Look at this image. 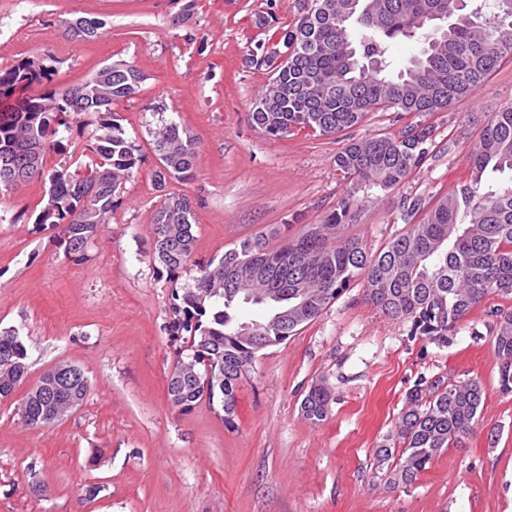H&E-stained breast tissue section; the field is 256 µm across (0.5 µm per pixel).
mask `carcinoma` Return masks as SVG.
<instances>
[{
	"label": "carcinoma",
	"mask_w": 512,
	"mask_h": 512,
	"mask_svg": "<svg viewBox=\"0 0 512 512\" xmlns=\"http://www.w3.org/2000/svg\"><path fill=\"white\" fill-rule=\"evenodd\" d=\"M495 12H465V0H297V21L279 37L248 48L246 63L269 75L251 103V122L274 139L302 131L333 136L358 125L369 112L392 109L410 122L398 131L361 139L336 153V171L346 192L321 224H307L277 248L280 264L269 278L236 279L228 267L246 265L268 248L264 234L247 238L217 260L197 265L190 283L172 289L167 330L186 340L176 360L190 359L198 377L180 384L168 378L171 403L183 413L201 401L224 405V425L234 426L238 380L259 353L284 343L315 321L351 283L363 282L364 299L411 333L438 343L470 312L494 299L512 301V176L491 186L486 172L512 173V106L495 112L467 162L469 178L428 200L400 197L397 211L406 230L374 255L362 240L343 234L358 223L374 200L368 188H394L447 151L436 126L424 120L457 99L474 95L503 59L512 56V0H493ZM455 17L443 28L440 18ZM105 26L81 16L64 24V36L88 41ZM431 28L422 52L397 73L388 71L391 40L416 39ZM48 79L33 60L0 68V189L32 179L48 185L47 202L34 224L40 230H68L57 237L67 255H85L90 241L112 223L118 194L141 155L122 130L112 105L131 100L145 75L123 60L106 63L81 83L48 88L33 96L21 91ZM95 117V131L83 147L88 162L74 168H44L50 151L64 152L65 136L81 117ZM159 161L154 186L195 177L197 146L180 125L162 120L151 130ZM151 227L163 229L155 260L176 284L192 257L196 225L189 200L164 194ZM254 306L242 322L236 303ZM491 327L502 390L512 391V309L494 310ZM27 348L17 332L0 334V380L8 394L26 375ZM332 391L313 385L301 402L305 419H326ZM484 404L477 379L449 383L438 377L418 382L396 422L392 444L376 450L380 464L392 463V488L414 483L432 462L458 448L474 430Z\"/></svg>",
	"instance_id": "cac0c4a2"
}]
</instances>
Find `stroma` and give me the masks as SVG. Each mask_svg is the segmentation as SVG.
<instances>
[{
  "instance_id": "1",
  "label": "stroma",
  "mask_w": 512,
  "mask_h": 512,
  "mask_svg": "<svg viewBox=\"0 0 512 512\" xmlns=\"http://www.w3.org/2000/svg\"><path fill=\"white\" fill-rule=\"evenodd\" d=\"M185 2L0 0V67L41 62L56 88L79 84L113 60L146 76L134 100L113 106L142 162L85 257L65 254L51 231H36L43 182L0 192V332H18L29 363L26 378L0 397V512H512V391L500 388L485 304L437 344L367 303L357 282L316 321L257 357L238 384L234 428L207 402L189 413L170 403L167 378L178 347L166 328L171 283L153 259L150 233L162 202L150 135L159 117L179 123L198 151L195 178L168 184L190 199L195 216L184 283L197 264L244 239L274 227L280 238H293L321 223L346 189L337 152L391 131L395 117L373 112L329 137H268L249 118L267 76L247 68L245 57L263 36L256 13L272 10L289 25L296 0H193L186 20ZM79 16L103 20L98 37L63 38L65 21ZM148 103L165 106V114L145 111ZM509 105L510 58L474 96L432 116L447 153L401 186L372 190L374 205L346 235L374 253L401 233L400 196L428 198L466 179L481 130ZM61 361L86 371L84 403L52 425L26 426L28 389ZM438 377L482 383L474 432L412 485L387 488L374 452L410 388ZM319 380L336 401L313 424L300 402ZM95 484L99 495L87 497Z\"/></svg>"
}]
</instances>
